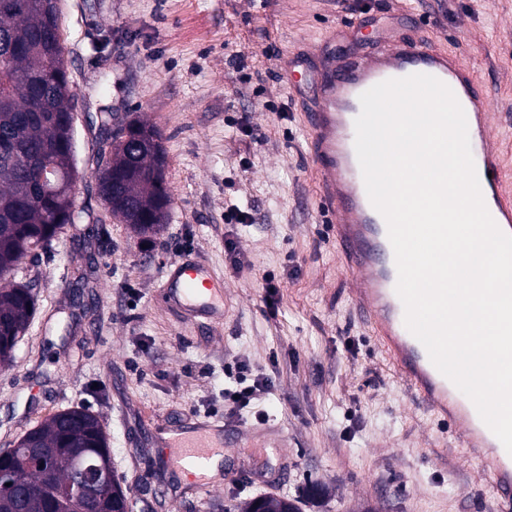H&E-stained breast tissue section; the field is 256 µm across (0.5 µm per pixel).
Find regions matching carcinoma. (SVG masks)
Here are the masks:
<instances>
[{"instance_id": "1", "label": "carcinoma", "mask_w": 512, "mask_h": 512, "mask_svg": "<svg viewBox=\"0 0 512 512\" xmlns=\"http://www.w3.org/2000/svg\"><path fill=\"white\" fill-rule=\"evenodd\" d=\"M57 29L56 0H0V57L13 59L11 68L0 70V140L16 142L21 152L18 158L0 157V360L15 349L35 312L32 289L10 280L15 268L24 257L48 247L65 225L81 219L73 201L78 174L70 80ZM165 168L150 149H116L100 200L125 223L141 220L133 227L136 234L155 235L166 223L171 203ZM36 191L42 205L27 206ZM7 454L33 493L21 506L1 495L0 512L19 507L52 512V492L42 490L45 479L51 478L53 492L78 494L76 508H82L85 494L74 464L79 459L98 464L110 450L99 419L83 408H70L30 429ZM114 485H119L115 477L93 497L89 512H127L124 502L112 496ZM266 509L301 512L298 500L273 496Z\"/></svg>"}]
</instances>
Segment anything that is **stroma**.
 Segmentation results:
<instances>
[{
    "mask_svg": "<svg viewBox=\"0 0 512 512\" xmlns=\"http://www.w3.org/2000/svg\"><path fill=\"white\" fill-rule=\"evenodd\" d=\"M406 2L58 0L85 216L19 263L15 280L32 285L37 310L0 367V448L83 407L147 512H235L269 494L299 499L302 512H498L454 433L395 376L351 304L317 209L292 97L299 75L285 68L350 23L381 45L430 41L489 87L491 135L512 171V0ZM104 106L162 135L171 204L150 239L96 194ZM234 206L252 223H225ZM181 241L227 285L221 327L182 323L156 300ZM267 278L278 286L272 309ZM241 364L267 382L255 406L270 430L249 438L251 412L224 399V373ZM190 416L242 435L207 492L155 464V423Z\"/></svg>",
    "mask_w": 512,
    "mask_h": 512,
    "instance_id": "obj_1",
    "label": "stroma"
}]
</instances>
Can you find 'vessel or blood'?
Segmentation results:
<instances>
[{
	"instance_id": "obj_1",
	"label": "vessel or blood",
	"mask_w": 512,
	"mask_h": 512,
	"mask_svg": "<svg viewBox=\"0 0 512 512\" xmlns=\"http://www.w3.org/2000/svg\"><path fill=\"white\" fill-rule=\"evenodd\" d=\"M289 64L301 70L298 92L310 134L318 208L332 225L342 268L357 277L354 307L400 379L439 422L450 424L498 501L512 502V454L482 421L473 402L436 369L424 345L405 326L387 224L369 200L354 147V121L364 91L392 78L437 77L454 92L465 112L485 205L500 230L512 235V193L505 189L500 150L490 142L492 103L485 86L454 56L425 41L342 55L327 43L313 58L296 57ZM159 298L180 311L188 324L224 319V281L198 258L170 263ZM156 433L164 469L179 475L195 471L197 486L209 488L206 470L211 458L225 447L223 421L199 420L186 429L167 425Z\"/></svg>"
}]
</instances>
